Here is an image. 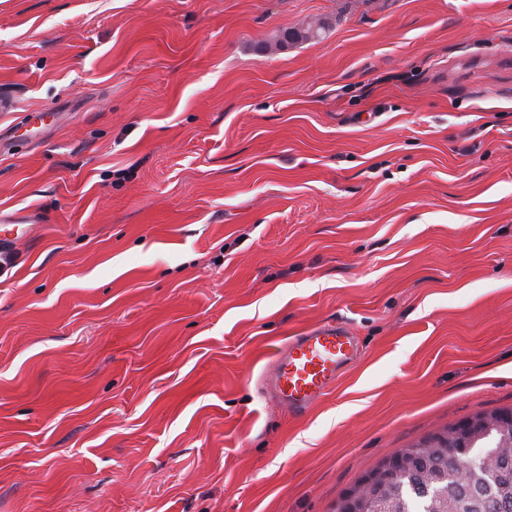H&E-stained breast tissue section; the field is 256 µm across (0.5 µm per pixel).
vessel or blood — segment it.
<instances>
[{
	"mask_svg": "<svg viewBox=\"0 0 512 512\" xmlns=\"http://www.w3.org/2000/svg\"><path fill=\"white\" fill-rule=\"evenodd\" d=\"M357 353L354 337L337 324L289 337L267 370L271 388L291 411H303L334 388Z\"/></svg>",
	"mask_w": 512,
	"mask_h": 512,
	"instance_id": "obj_1",
	"label": "vessel or blood"
}]
</instances>
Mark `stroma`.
<instances>
[{
	"label": "stroma",
	"mask_w": 512,
	"mask_h": 512,
	"mask_svg": "<svg viewBox=\"0 0 512 512\" xmlns=\"http://www.w3.org/2000/svg\"><path fill=\"white\" fill-rule=\"evenodd\" d=\"M0 142V512H336L512 409V0H0ZM329 24L320 20L315 25L308 24L302 28H285L275 37V45L278 49H285L288 44L303 43L312 39H318L328 29ZM357 353L348 330L327 324L289 337L266 373L276 398L291 411L301 412L334 388Z\"/></svg>",
	"instance_id": "35a3bbf8"
}]
</instances>
